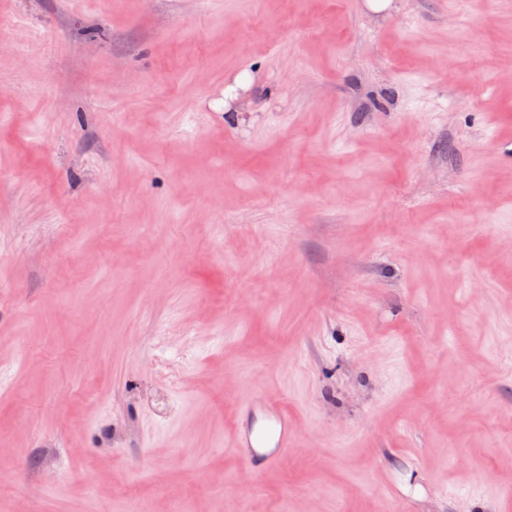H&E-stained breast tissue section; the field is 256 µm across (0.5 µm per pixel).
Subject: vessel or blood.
Wrapping results in <instances>:
<instances>
[{
	"mask_svg": "<svg viewBox=\"0 0 512 512\" xmlns=\"http://www.w3.org/2000/svg\"><path fill=\"white\" fill-rule=\"evenodd\" d=\"M246 419L239 425L235 448L247 470L260 471L276 466L293 443V421L271 398H247Z\"/></svg>",
	"mask_w": 512,
	"mask_h": 512,
	"instance_id": "1",
	"label": "vessel or blood"
}]
</instances>
